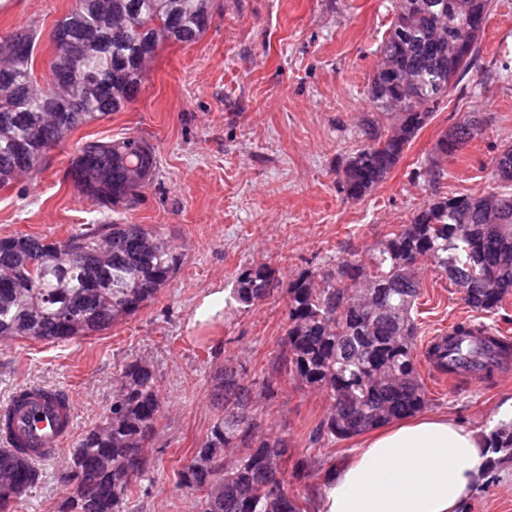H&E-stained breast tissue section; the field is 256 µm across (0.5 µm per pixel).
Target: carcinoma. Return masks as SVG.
I'll list each match as a JSON object with an SVG mask.
<instances>
[{
    "label": "carcinoma",
    "instance_id": "carcinoma-1",
    "mask_svg": "<svg viewBox=\"0 0 512 512\" xmlns=\"http://www.w3.org/2000/svg\"><path fill=\"white\" fill-rule=\"evenodd\" d=\"M74 0L50 34L45 85L33 65L35 30L0 34V187L32 171L78 126L119 112L137 99L148 63L167 43L190 44L206 31L213 0H112V13ZM492 0H399L370 80L373 111L339 190L371 194L429 123L434 107L468 74L479 53L471 17L490 15ZM100 34L96 43L84 30ZM412 175L438 183L442 159L472 139L459 123ZM154 148L139 136L89 142L66 178L78 195L109 211L131 208L156 169ZM497 186L474 196H438L389 232L365 260L345 259L288 282L284 349L268 376L248 379L227 359L212 398L224 409L179 471L178 488L197 495L200 512H306L288 492V445L261 430L263 402L280 377L323 389L331 410L321 431L347 439L426 407L414 343L416 302L429 261L451 284H471L468 308L488 316L512 294V145L492 160ZM182 254L143 224H100L64 239L0 237V338L68 342L102 332L135 314L177 273ZM232 297L253 307L278 287L275 270H243ZM163 410L151 366L123 367L101 424L76 443L64 475L76 492L58 512H125L146 472L143 450ZM489 447L512 459V421L490 434ZM41 481L34 463L0 448V512Z\"/></svg>",
    "mask_w": 512,
    "mask_h": 512
}]
</instances>
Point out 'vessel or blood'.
Returning a JSON list of instances; mask_svg holds the SVG:
<instances>
[{"instance_id": "vessel-or-blood-1", "label": "vessel or blood", "mask_w": 512, "mask_h": 512, "mask_svg": "<svg viewBox=\"0 0 512 512\" xmlns=\"http://www.w3.org/2000/svg\"><path fill=\"white\" fill-rule=\"evenodd\" d=\"M457 331L448 327L428 337L422 365L428 374H436L435 360L428 351L434 345L454 341ZM12 431L18 443L38 462L53 460L59 448L67 443L74 431L75 414L66 391L41 385L26 387L13 395Z\"/></svg>"}]
</instances>
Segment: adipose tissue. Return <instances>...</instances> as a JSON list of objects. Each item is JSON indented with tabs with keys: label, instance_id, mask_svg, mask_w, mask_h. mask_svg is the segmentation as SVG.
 <instances>
[{
	"label": "adipose tissue",
	"instance_id": "ef3b65f1",
	"mask_svg": "<svg viewBox=\"0 0 512 512\" xmlns=\"http://www.w3.org/2000/svg\"><path fill=\"white\" fill-rule=\"evenodd\" d=\"M492 457L477 431L446 416L400 423L337 467L318 512H463Z\"/></svg>",
	"mask_w": 512,
	"mask_h": 512
}]
</instances>
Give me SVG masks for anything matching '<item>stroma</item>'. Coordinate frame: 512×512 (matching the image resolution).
<instances>
[{
	"mask_svg": "<svg viewBox=\"0 0 512 512\" xmlns=\"http://www.w3.org/2000/svg\"><path fill=\"white\" fill-rule=\"evenodd\" d=\"M73 0H7L0 33L31 27L41 34L34 76L44 81L51 31ZM398 0H215L194 43L166 44L145 87L123 111L78 126L41 166L0 188V237L63 238L89 224L156 226L183 252L179 271L157 298L102 333L66 343L0 339V405L29 384L65 388L75 435L101 423L124 364H152L163 417L145 449L149 472L126 512H197L176 474L214 421L215 375L225 358L249 376L270 371L282 349L287 298L277 290L261 305L233 307L199 323L196 308L211 291L235 288L255 262L281 283L302 272L365 258L370 248L435 195L490 190L492 160L512 144V0H493L474 67L436 108L401 161L370 195L352 200L338 188L343 163L370 111L368 89ZM472 112L486 128L445 158L436 185L412 178L438 140ZM138 134L155 148L156 174L130 209L110 212L80 198L66 178L77 148ZM415 315L417 342L459 319L487 321L512 335V296L494 318L466 307L448 278L422 270ZM430 414H445L482 435L512 419V382L495 379L443 390L424 378ZM329 413L326 392L286 382L269 402L263 425L285 439L288 460L308 476L290 483L306 512L336 464L361 436L311 443ZM71 448L41 464L42 479L15 512H56ZM465 512H512V463L493 462Z\"/></svg>",
	"mask_w": 512,
	"mask_h": 512,
	"instance_id": "obj_1",
	"label": "stroma"
}]
</instances>
